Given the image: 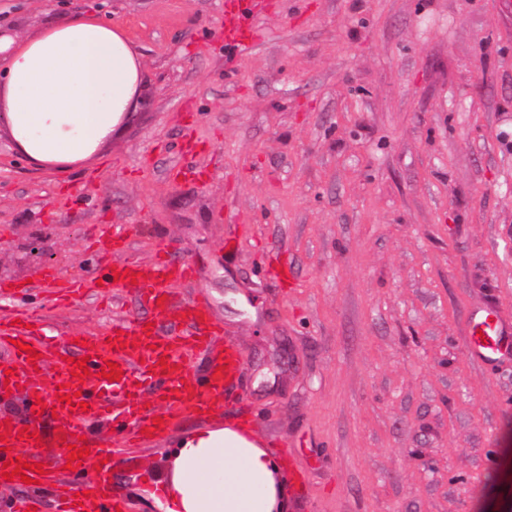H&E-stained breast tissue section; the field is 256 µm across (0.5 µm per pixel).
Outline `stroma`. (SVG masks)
I'll return each mask as SVG.
<instances>
[{
    "mask_svg": "<svg viewBox=\"0 0 512 512\" xmlns=\"http://www.w3.org/2000/svg\"><path fill=\"white\" fill-rule=\"evenodd\" d=\"M84 13L148 84L83 169L0 130V287L95 276L93 225L124 224L129 257L193 268L174 293L209 299L244 364L215 415L116 457L113 496L159 512L178 442L245 418L287 512H512V359L468 348L474 310L512 323V0H271L247 51L224 0H0L20 34ZM25 305L66 340L149 315L132 289Z\"/></svg>",
    "mask_w": 512,
    "mask_h": 512,
    "instance_id": "1",
    "label": "stroma"
}]
</instances>
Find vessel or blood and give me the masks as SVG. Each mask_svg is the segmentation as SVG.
<instances>
[{
    "mask_svg": "<svg viewBox=\"0 0 512 512\" xmlns=\"http://www.w3.org/2000/svg\"><path fill=\"white\" fill-rule=\"evenodd\" d=\"M263 0H224V43L249 48L258 43L250 29ZM188 266H177L165 256L141 263L123 261L105 265L88 283L60 286L53 274H46L42 285L49 292L76 294L84 287L95 288L98 296L119 300L127 288H135L140 302L156 313L174 316L173 328L146 325L145 321L117 320L108 333L79 336L69 344L38 329L36 315L18 311L0 316V391L24 396L27 417L18 421L0 417V448L20 449L19 462L0 464V477L12 470L44 484L53 482L51 473H38L32 467L37 449L48 441L59 448L82 451L88 447L87 433L101 422H108L119 433L145 440L162 435L187 415L207 416L219 409L224 392L234 387L243 362L237 345L225 342L215 350L219 333L209 321V309L199 300L177 304L169 286L189 277ZM470 346L485 366H495L512 355V335L508 334L495 311L484 307L471 319ZM210 361L200 376L189 367L200 354ZM117 365L121 377H107L110 365ZM51 377L53 388L44 391V377ZM162 379V408H146L143 390L155 379ZM54 415L58 431L47 437L42 420ZM59 512H123L121 500L103 495L97 487L75 494L59 490Z\"/></svg>",
    "mask_w": 512,
    "mask_h": 512,
    "instance_id": "obj_1",
    "label": "vessel or blood"
}]
</instances>
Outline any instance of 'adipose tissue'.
I'll use <instances>...</instances> for the list:
<instances>
[{"instance_id":"adipose-tissue-1","label":"adipose tissue","mask_w":512,"mask_h":512,"mask_svg":"<svg viewBox=\"0 0 512 512\" xmlns=\"http://www.w3.org/2000/svg\"><path fill=\"white\" fill-rule=\"evenodd\" d=\"M142 53L120 26L93 13L30 35H0V125L19 155L67 171L97 158L138 109ZM279 467L229 428L182 439L149 496L163 512H284Z\"/></svg>"}]
</instances>
